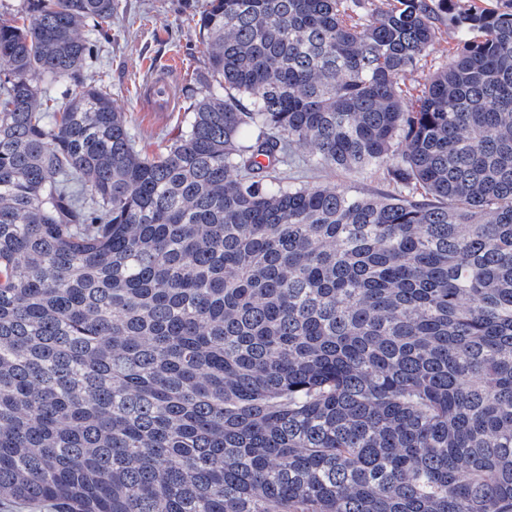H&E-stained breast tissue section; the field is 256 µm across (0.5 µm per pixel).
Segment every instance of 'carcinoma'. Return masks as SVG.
Listing matches in <instances>:
<instances>
[{
  "instance_id": "cac0c4a2",
  "label": "carcinoma",
  "mask_w": 512,
  "mask_h": 512,
  "mask_svg": "<svg viewBox=\"0 0 512 512\" xmlns=\"http://www.w3.org/2000/svg\"><path fill=\"white\" fill-rule=\"evenodd\" d=\"M117 6L0 3V503L512 512V0H203L152 156L84 76ZM439 41L433 49L422 59L419 68L406 81L410 95H417L418 83L423 82L425 75L432 73L448 62V48L455 44V29L448 23V16L439 24ZM282 177L288 183L296 185L336 184L339 189L352 194L380 196L394 192L379 173L370 174L359 171H331L310 167L303 162H296L281 167Z\"/></svg>"
}]
</instances>
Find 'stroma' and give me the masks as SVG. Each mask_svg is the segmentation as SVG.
<instances>
[{"mask_svg":"<svg viewBox=\"0 0 512 512\" xmlns=\"http://www.w3.org/2000/svg\"><path fill=\"white\" fill-rule=\"evenodd\" d=\"M111 37L99 40L97 57L89 75H107L113 105L130 118L137 149L157 152L187 123L181 104L168 112L144 109L142 89L153 80L163 81L172 94L194 84L204 68L206 53L195 34L201 0H119ZM301 160L283 167L287 182L298 185L333 184L352 194L380 196L393 187L381 174L331 171L308 166L311 147L298 148Z\"/></svg>","mask_w":512,"mask_h":512,"instance_id":"1","label":"stroma"}]
</instances>
